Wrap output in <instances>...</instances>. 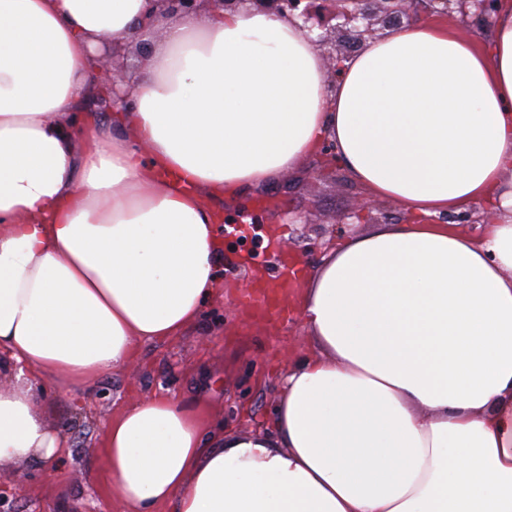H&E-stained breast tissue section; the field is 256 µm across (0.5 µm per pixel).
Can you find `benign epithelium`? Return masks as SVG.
<instances>
[{
  "label": "benign epithelium",
  "instance_id": "obj_1",
  "mask_svg": "<svg viewBox=\"0 0 512 512\" xmlns=\"http://www.w3.org/2000/svg\"><path fill=\"white\" fill-rule=\"evenodd\" d=\"M162 13H197L242 6L303 22V28L315 35L313 42L323 51L331 71L336 63L355 53L367 40L401 30L416 22L413 0H155ZM430 13L459 18L481 27L491 21L497 0H429ZM110 95L100 99L99 111L105 112L129 95V65L108 48L98 57Z\"/></svg>",
  "mask_w": 512,
  "mask_h": 512
}]
</instances>
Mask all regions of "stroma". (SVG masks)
<instances>
[{
    "instance_id": "obj_1",
    "label": "stroma",
    "mask_w": 512,
    "mask_h": 512,
    "mask_svg": "<svg viewBox=\"0 0 512 512\" xmlns=\"http://www.w3.org/2000/svg\"><path fill=\"white\" fill-rule=\"evenodd\" d=\"M371 204L372 218L339 227L341 217ZM233 226L219 264L224 295L207 304L182 335L138 345L129 363L107 371L76 396L61 383L41 387L38 411L47 425L65 433L70 460L60 469L36 463L0 466L5 512H122L99 466L106 430L127 407L153 396L177 400L205 427L260 431L274 418L280 376L318 349L303 329L298 281H285L279 251L299 266L315 267L328 237L363 235L376 223L402 224L400 206L371 199L343 167L318 170L308 162L293 176L246 191L235 207L211 199ZM305 221L291 223L290 215ZM274 280L266 302L242 304L251 284L249 267Z\"/></svg>"
}]
</instances>
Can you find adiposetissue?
<instances>
[{
  "label": "adipose tissue",
  "mask_w": 512,
  "mask_h": 512,
  "mask_svg": "<svg viewBox=\"0 0 512 512\" xmlns=\"http://www.w3.org/2000/svg\"><path fill=\"white\" fill-rule=\"evenodd\" d=\"M129 109L100 95L102 36L134 45ZM400 205L331 245L300 313L322 353L293 367L268 432L203 428L178 401L113 419L100 457L128 512H512V0L487 41L420 22L331 76L311 34L244 7L159 16L154 0H0V464H66L37 412L218 297L202 196L235 198L322 141ZM480 235L438 223L473 204Z\"/></svg>",
  "instance_id": "obj_1"
}]
</instances>
